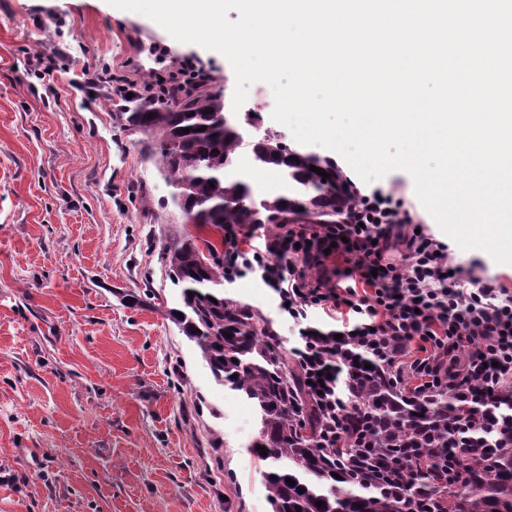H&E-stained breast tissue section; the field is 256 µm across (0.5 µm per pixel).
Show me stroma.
Returning <instances> with one entry per match:
<instances>
[{
  "label": "stroma",
  "instance_id": "stroma-1",
  "mask_svg": "<svg viewBox=\"0 0 512 512\" xmlns=\"http://www.w3.org/2000/svg\"><path fill=\"white\" fill-rule=\"evenodd\" d=\"M59 54L49 82L34 53ZM204 70L232 103L219 52L171 37L108 0H0V512H271L250 452L254 404L219 384L168 318L178 306L163 246L195 233L141 135L124 131L99 86ZM271 87L248 89L261 131ZM152 289V306L125 295ZM283 350L298 338L278 297L250 277L224 285Z\"/></svg>",
  "mask_w": 512,
  "mask_h": 512
}]
</instances>
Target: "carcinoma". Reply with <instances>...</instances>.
Instances as JSON below:
<instances>
[{
	"instance_id": "cac0c4a2",
	"label": "carcinoma",
	"mask_w": 512,
	"mask_h": 512,
	"mask_svg": "<svg viewBox=\"0 0 512 512\" xmlns=\"http://www.w3.org/2000/svg\"><path fill=\"white\" fill-rule=\"evenodd\" d=\"M116 116L125 129L147 136L173 188V202L196 228L214 234L210 239L188 235L163 246L161 260L182 302L168 315L215 379L256 405L257 444L267 455L255 447L251 452L265 466L272 512H405V495L431 501L437 512H512V449L467 468L456 491L443 489L437 478L413 483L405 495L381 490L377 476L394 446L418 448L426 430L447 427L446 393L396 412L390 388L372 382L364 394L375 412L379 454L369 458L357 448L320 447L325 420L305 393L302 376L257 327L248 307L224 300V225L336 223L350 196L335 163L303 153L275 134L246 139L242 124L228 115L224 97L216 93L173 91L166 100L136 95L123 101ZM243 153L249 168L281 179L286 193L261 195L238 177ZM311 165L330 177L322 178ZM288 478L295 485L286 483Z\"/></svg>"
}]
</instances>
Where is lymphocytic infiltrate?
Instances as JSON below:
<instances>
[{
  "label": "lymphocytic infiltrate",
  "mask_w": 512,
  "mask_h": 512,
  "mask_svg": "<svg viewBox=\"0 0 512 512\" xmlns=\"http://www.w3.org/2000/svg\"><path fill=\"white\" fill-rule=\"evenodd\" d=\"M349 191L333 224H278L256 243L225 225L224 279L257 277L285 304L290 354L327 419L322 447L367 417L362 383L383 378L397 407L447 393L443 486L456 489L469 463L512 447V289L452 263L394 190Z\"/></svg>",
  "instance_id": "f902f5d3"
}]
</instances>
